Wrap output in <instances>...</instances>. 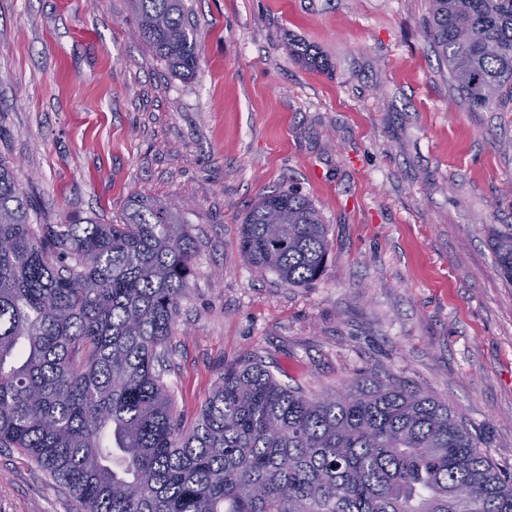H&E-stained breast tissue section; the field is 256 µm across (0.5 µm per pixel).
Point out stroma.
I'll list each match as a JSON object with an SVG mask.
<instances>
[{"mask_svg":"<svg viewBox=\"0 0 512 512\" xmlns=\"http://www.w3.org/2000/svg\"><path fill=\"white\" fill-rule=\"evenodd\" d=\"M185 3L190 77L134 38L128 0H0V158L33 222L109 224L136 195L182 216L196 253L165 380L184 423L250 356L318 394L376 369L448 402L512 476V284L487 243L512 224V112L469 110L428 42V0ZM274 188L328 226L311 286L241 255ZM77 507L0 449V512Z\"/></svg>","mask_w":512,"mask_h":512,"instance_id":"1","label":"stroma"}]
</instances>
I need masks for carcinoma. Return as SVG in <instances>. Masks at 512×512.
Masks as SVG:
<instances>
[{"label":"carcinoma","mask_w":512,"mask_h":512,"mask_svg":"<svg viewBox=\"0 0 512 512\" xmlns=\"http://www.w3.org/2000/svg\"><path fill=\"white\" fill-rule=\"evenodd\" d=\"M129 3L138 37L194 75L183 0ZM427 36L470 111L512 108V0H429ZM30 210L0 158V448L27 454L81 512H512V478L455 410L390 376L318 395L244 359L185 425L163 368L194 257L184 224L139 196L119 224H34ZM489 247L512 284V224ZM240 249L307 286L330 242L309 197L273 190L247 212Z\"/></svg>","instance_id":"carcinoma-1"}]
</instances>
